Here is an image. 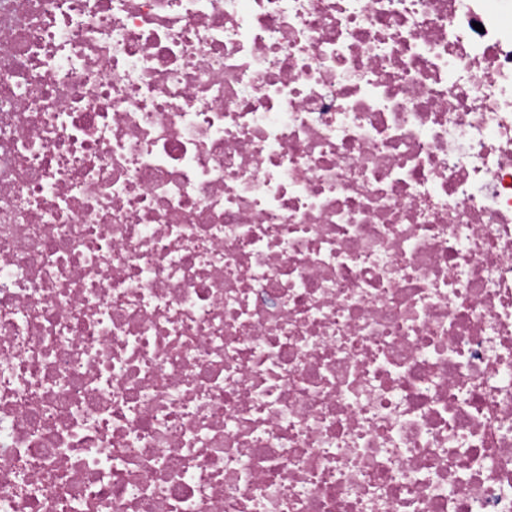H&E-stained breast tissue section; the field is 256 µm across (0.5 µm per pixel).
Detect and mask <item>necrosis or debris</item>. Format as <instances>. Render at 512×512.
Here are the masks:
<instances>
[{
	"label": "necrosis or debris",
	"mask_w": 512,
	"mask_h": 512,
	"mask_svg": "<svg viewBox=\"0 0 512 512\" xmlns=\"http://www.w3.org/2000/svg\"><path fill=\"white\" fill-rule=\"evenodd\" d=\"M0 512H512V0H0Z\"/></svg>",
	"instance_id": "obj_1"
}]
</instances>
